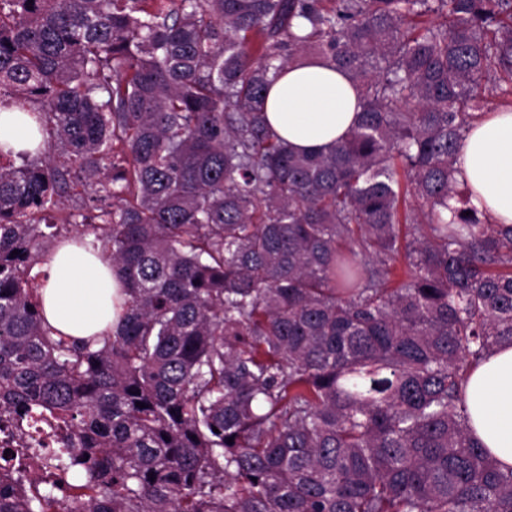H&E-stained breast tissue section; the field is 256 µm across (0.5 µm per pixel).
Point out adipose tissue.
<instances>
[{"label": "adipose tissue", "mask_w": 512, "mask_h": 512, "mask_svg": "<svg viewBox=\"0 0 512 512\" xmlns=\"http://www.w3.org/2000/svg\"><path fill=\"white\" fill-rule=\"evenodd\" d=\"M361 93L323 58L303 57L273 77L266 100L269 127L296 150L344 139L356 124ZM39 124L27 112L0 113V147L32 149ZM454 178L464 199L449 198L447 217L467 206L488 224L512 225V105L498 106L466 132ZM39 290L47 324L58 334L86 338L115 328L117 282L99 254L64 245L43 259ZM465 406L472 434L512 466V345L498 347L471 373Z\"/></svg>", "instance_id": "1"}]
</instances>
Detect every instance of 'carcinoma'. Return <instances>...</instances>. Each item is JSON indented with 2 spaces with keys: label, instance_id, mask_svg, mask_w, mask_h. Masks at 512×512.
Listing matches in <instances>:
<instances>
[{
  "label": "carcinoma",
  "instance_id": "carcinoma-1",
  "mask_svg": "<svg viewBox=\"0 0 512 512\" xmlns=\"http://www.w3.org/2000/svg\"><path fill=\"white\" fill-rule=\"evenodd\" d=\"M304 56L361 91L311 154L263 112ZM3 87L57 155L0 149V413L58 448H0V512H512L463 399L512 344V226L442 215L512 104V0H0ZM88 236L122 320L56 338L27 270Z\"/></svg>",
  "mask_w": 512,
  "mask_h": 512
}]
</instances>
